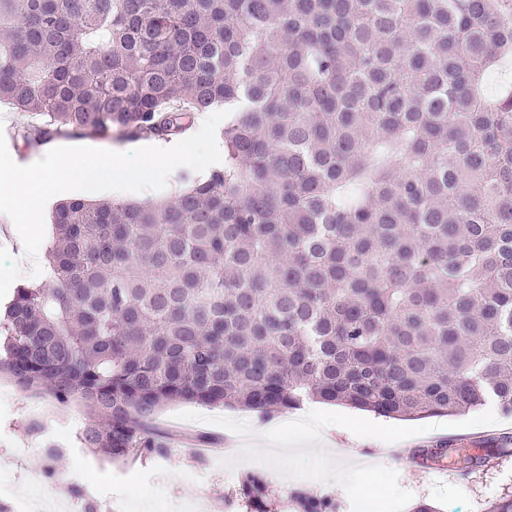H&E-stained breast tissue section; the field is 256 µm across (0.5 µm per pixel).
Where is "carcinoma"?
I'll return each instance as SVG.
<instances>
[{"mask_svg":"<svg viewBox=\"0 0 512 512\" xmlns=\"http://www.w3.org/2000/svg\"><path fill=\"white\" fill-rule=\"evenodd\" d=\"M510 58L512 0H0V102L35 142L238 113L174 201L56 206L0 376L80 402L114 462L167 454L176 403L512 413ZM240 490L266 512L263 472Z\"/></svg>","mask_w":512,"mask_h":512,"instance_id":"obj_1","label":"carcinoma"}]
</instances>
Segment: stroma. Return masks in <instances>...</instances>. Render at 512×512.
Listing matches in <instances>:
<instances>
[{"label": "stroma", "instance_id": "1", "mask_svg": "<svg viewBox=\"0 0 512 512\" xmlns=\"http://www.w3.org/2000/svg\"><path fill=\"white\" fill-rule=\"evenodd\" d=\"M8 225L0 223V309L19 286L41 288L42 268L22 266L3 241ZM201 414L198 422L181 420L185 411ZM250 421V414L178 403L162 409L153 426L170 451L164 456H142L115 463L85 448L79 439L84 412L77 402L60 403L44 390H24L0 377V512H42L46 503L75 499L95 512H186L203 502L206 512H246L238 479L243 465L227 467L213 456L234 437L215 425L217 417ZM434 429L389 445L359 438L348 430L329 427L324 438L335 462L350 461L351 449L365 450L368 461L387 465L399 474L402 488L414 501L434 504L439 512H484L489 501L512 492V447L501 450L500 438L512 436V415H498L496 424L468 428L442 427L441 417L430 419ZM456 447L465 443L493 449L485 464L459 470L451 476L437 468L391 458L392 449L417 452L437 443ZM331 500L335 512H351L344 489L335 482L301 480L272 472L269 479L271 512H296L291 496L296 490Z\"/></svg>", "mask_w": 512, "mask_h": 512}]
</instances>
